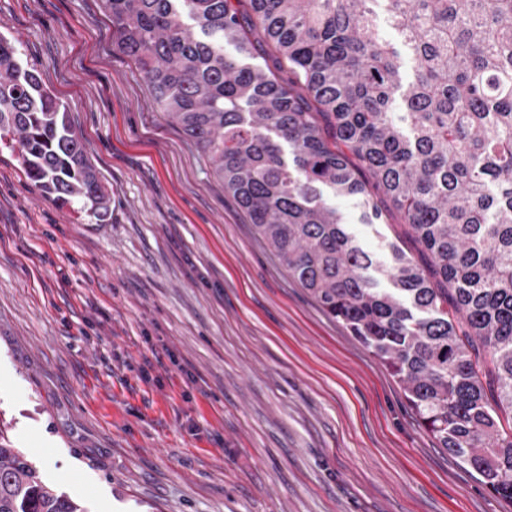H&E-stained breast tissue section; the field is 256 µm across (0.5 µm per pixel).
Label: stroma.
Instances as JSON below:
<instances>
[{
  "label": "stroma",
  "instance_id": "stroma-1",
  "mask_svg": "<svg viewBox=\"0 0 512 512\" xmlns=\"http://www.w3.org/2000/svg\"><path fill=\"white\" fill-rule=\"evenodd\" d=\"M62 100L108 223L0 146V433L89 512H512L278 262L112 49L100 0H0ZM363 247L423 262L392 209Z\"/></svg>",
  "mask_w": 512,
  "mask_h": 512
}]
</instances>
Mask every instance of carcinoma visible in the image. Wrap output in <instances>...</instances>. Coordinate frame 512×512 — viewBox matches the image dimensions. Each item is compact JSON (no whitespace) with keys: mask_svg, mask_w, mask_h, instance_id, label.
<instances>
[{"mask_svg":"<svg viewBox=\"0 0 512 512\" xmlns=\"http://www.w3.org/2000/svg\"><path fill=\"white\" fill-rule=\"evenodd\" d=\"M101 2L113 49L280 264L390 368L440 446L512 499V0ZM0 144L41 191L109 221L66 105L3 37ZM346 196L368 225L398 210L427 267L364 250ZM0 512L88 510L0 435Z\"/></svg>","mask_w":512,"mask_h":512,"instance_id":"obj_1","label":"carcinoma"}]
</instances>
